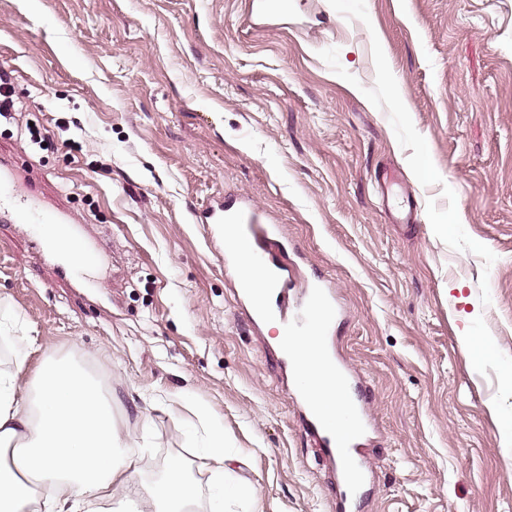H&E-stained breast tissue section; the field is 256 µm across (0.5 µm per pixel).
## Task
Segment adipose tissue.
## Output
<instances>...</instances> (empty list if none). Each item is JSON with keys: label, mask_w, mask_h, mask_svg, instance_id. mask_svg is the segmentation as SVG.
Here are the masks:
<instances>
[{"label": "adipose tissue", "mask_w": 512, "mask_h": 512, "mask_svg": "<svg viewBox=\"0 0 512 512\" xmlns=\"http://www.w3.org/2000/svg\"><path fill=\"white\" fill-rule=\"evenodd\" d=\"M37 382L32 399L15 375L0 373V512H194L196 490L182 478V461L151 491H135L134 456L90 381L49 360ZM203 456L220 476L209 512H225L243 489L221 430L211 431Z\"/></svg>", "instance_id": "adipose-tissue-1"}]
</instances>
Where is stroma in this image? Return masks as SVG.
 Returning a JSON list of instances; mask_svg holds the SVG:
<instances>
[{
  "mask_svg": "<svg viewBox=\"0 0 512 512\" xmlns=\"http://www.w3.org/2000/svg\"><path fill=\"white\" fill-rule=\"evenodd\" d=\"M0 70L23 104L0 155L98 257L77 284L0 221V370L29 396L46 360L77 364L138 482L181 459L199 512L196 406L241 458L229 512H512V0H0ZM219 196L279 227L291 299L317 273L336 291L329 342L372 421L352 508L198 219ZM469 332L495 357L474 365Z\"/></svg>",
  "mask_w": 512,
  "mask_h": 512,
  "instance_id": "obj_1",
  "label": "stroma"
}]
</instances>
